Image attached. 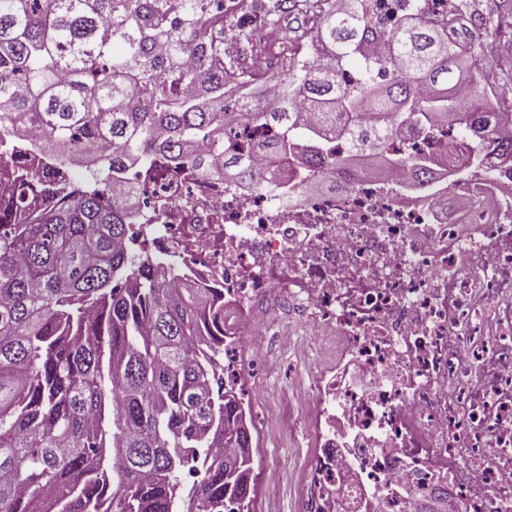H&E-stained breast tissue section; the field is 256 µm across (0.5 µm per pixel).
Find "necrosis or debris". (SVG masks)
Instances as JSON below:
<instances>
[{"label":"necrosis or debris","instance_id":"1","mask_svg":"<svg viewBox=\"0 0 512 512\" xmlns=\"http://www.w3.org/2000/svg\"><path fill=\"white\" fill-rule=\"evenodd\" d=\"M432 130L389 145L430 159L356 171L307 198L185 168L154 181L132 228L156 263L224 293L238 384L269 304L301 313L331 360L297 395L315 445L304 512H512V167Z\"/></svg>","mask_w":512,"mask_h":512}]
</instances>
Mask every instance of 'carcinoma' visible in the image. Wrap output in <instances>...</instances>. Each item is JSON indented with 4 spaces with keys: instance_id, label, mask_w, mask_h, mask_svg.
I'll return each instance as SVG.
<instances>
[{
    "instance_id": "obj_1",
    "label": "carcinoma",
    "mask_w": 512,
    "mask_h": 512,
    "mask_svg": "<svg viewBox=\"0 0 512 512\" xmlns=\"http://www.w3.org/2000/svg\"><path fill=\"white\" fill-rule=\"evenodd\" d=\"M430 0H313L288 77L224 53V0H0V512H247L253 434L224 389L223 294L153 273L121 173L156 157L213 175L250 160L224 98L275 129L254 150L296 189L324 143L378 157L403 132L459 124L478 163L512 162L491 85L454 90L472 53ZM274 97L256 109L257 81ZM104 177L78 185L68 158Z\"/></svg>"
}]
</instances>
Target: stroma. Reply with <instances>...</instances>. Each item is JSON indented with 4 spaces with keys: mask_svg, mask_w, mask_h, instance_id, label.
Instances as JSON below:
<instances>
[{
    "mask_svg": "<svg viewBox=\"0 0 512 512\" xmlns=\"http://www.w3.org/2000/svg\"><path fill=\"white\" fill-rule=\"evenodd\" d=\"M467 14L491 15L492 31L467 30L466 42L475 48L473 73L479 82L512 85V69L500 67L502 56L512 55V0H463ZM232 14L224 25V42L234 46L233 57L240 66L251 67L254 55L239 27L261 28L269 9H276L274 33L278 41L291 48L309 39V15L301 0H224ZM292 334L297 344L306 339L297 316L286 309L272 311L269 325L261 335L262 349L244 369L246 391L253 398L251 420L254 426L252 477L255 492L252 512H302L307 491L306 462L312 444L303 432L304 414L297 408L296 393L309 384L325 359L318 354H299L279 338Z\"/></svg>",
    "mask_w": 512,
    "mask_h": 512,
    "instance_id": "35a3bbf8",
    "label": "stroma"
}]
</instances>
